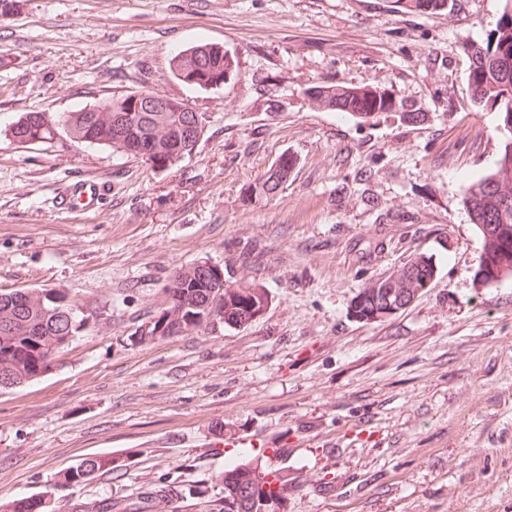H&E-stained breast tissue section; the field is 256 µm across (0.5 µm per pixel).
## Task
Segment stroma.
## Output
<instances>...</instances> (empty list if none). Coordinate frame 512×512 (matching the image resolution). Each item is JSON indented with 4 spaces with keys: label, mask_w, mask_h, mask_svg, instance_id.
Masks as SVG:
<instances>
[{
    "label": "stroma",
    "mask_w": 512,
    "mask_h": 512,
    "mask_svg": "<svg viewBox=\"0 0 512 512\" xmlns=\"http://www.w3.org/2000/svg\"><path fill=\"white\" fill-rule=\"evenodd\" d=\"M504 0L423 15L391 0H27L0 22V290L52 289L105 319L41 377L0 390V507L224 512V469L286 472L280 512H512V277H477L484 240L464 205L500 154L465 47ZM235 69L204 91L168 73L198 41ZM384 90L418 112L362 123L305 96ZM147 89L205 115L194 152L160 171L66 136L19 145L20 113L52 115ZM293 164L274 194L261 184ZM98 184L91 209L58 201ZM269 295L251 323L154 343L172 272L198 259ZM435 268L383 319L354 306L410 260ZM245 440L228 448L225 437ZM107 454L117 470L57 475Z\"/></svg>",
    "instance_id": "stroma-1"
}]
</instances>
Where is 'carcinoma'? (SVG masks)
<instances>
[{
  "instance_id": "1",
  "label": "carcinoma",
  "mask_w": 512,
  "mask_h": 512,
  "mask_svg": "<svg viewBox=\"0 0 512 512\" xmlns=\"http://www.w3.org/2000/svg\"><path fill=\"white\" fill-rule=\"evenodd\" d=\"M399 8L427 14L448 7V0H394ZM471 56L469 82L477 107H490L500 114L499 130L504 140L495 172L468 184L464 202L473 223L482 234L485 249L477 276L487 285L512 276V0L497 28L485 41L465 46ZM202 54L206 66L193 59ZM232 70L224 46L200 41L178 51L169 61V73L177 81L200 89L215 90L219 80ZM312 97L322 107L343 112L363 121L393 110L392 100L383 92L354 86L316 85ZM134 92L106 97L97 105L85 106L54 117L47 112H24L5 135L19 143L50 142L65 134L77 145H98L133 157L144 158L155 168L168 169L192 153L205 125L190 127L188 113L178 111L184 101L172 99L170 112L127 113ZM288 177V159L268 176L263 187L274 192ZM434 276V267L412 260L402 275L364 289L355 313L365 319L393 314L407 306L415 292ZM166 290L174 301L140 339L161 341L189 335L220 317L228 327L251 322L268 304V293L257 285L227 284L206 260L176 270ZM74 303L51 289L0 292V385L19 386L49 368L51 348L64 347V338L76 336L87 316L71 313ZM117 468L115 459L97 455L82 459L60 475V482L77 484L96 474ZM288 478L277 471L242 465L224 473V512H279ZM5 512H47L41 496L12 500Z\"/></svg>"
}]
</instances>
